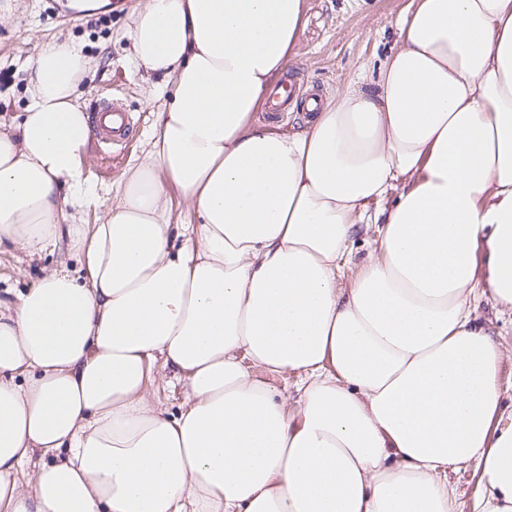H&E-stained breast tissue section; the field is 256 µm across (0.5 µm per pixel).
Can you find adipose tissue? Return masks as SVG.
<instances>
[{
	"label": "adipose tissue",
	"mask_w": 512,
	"mask_h": 512,
	"mask_svg": "<svg viewBox=\"0 0 512 512\" xmlns=\"http://www.w3.org/2000/svg\"><path fill=\"white\" fill-rule=\"evenodd\" d=\"M309 8L141 0L132 59L165 101L105 199L82 45L30 58L0 245L82 265L0 300V512H459L469 466L473 512H512L507 350L473 308L512 312V0H408L377 74L282 134L255 114ZM172 380L176 414L150 391ZM448 485L454 490L463 512H470L472 502L480 489L479 474L473 467L457 473H448Z\"/></svg>",
	"instance_id": "adipose-tissue-1"
}]
</instances>
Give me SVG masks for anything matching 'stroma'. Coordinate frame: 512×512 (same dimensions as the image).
Here are the masks:
<instances>
[{"mask_svg":"<svg viewBox=\"0 0 512 512\" xmlns=\"http://www.w3.org/2000/svg\"><path fill=\"white\" fill-rule=\"evenodd\" d=\"M139 0H109L96 12L69 17L49 11L46 0H0V130L15 127L28 102L27 63L40 45L58 36L83 44L91 72L81 89V102L92 109L104 98L120 100L131 114L129 143L104 148L89 140L81 154L85 176L98 191L118 187L138 157L155 121L159 100L154 78L130 60L129 14ZM406 0H310L304 32L285 80L295 94L334 91L359 66L376 70L397 37L393 19ZM78 262L59 242L36 257L0 246V296L37 283L45 272Z\"/></svg>","mask_w":512,"mask_h":512,"instance_id":"35a3bbf8","label":"stroma"}]
</instances>
